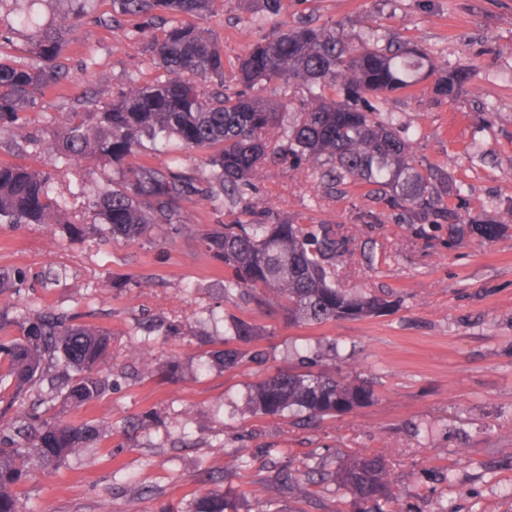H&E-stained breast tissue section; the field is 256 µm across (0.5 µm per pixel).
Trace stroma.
Returning <instances> with one entry per match:
<instances>
[{"label":"stroma","mask_w":512,"mask_h":512,"mask_svg":"<svg viewBox=\"0 0 512 512\" xmlns=\"http://www.w3.org/2000/svg\"><path fill=\"white\" fill-rule=\"evenodd\" d=\"M281 20L343 23L349 35L394 33L427 49L437 69L460 64L473 79L455 102L430 82L392 94L380 110L410 139L416 160L462 183L477 209L495 215L512 195V0H282ZM259 0H220L201 25L224 50V83L237 86L239 55L264 41L273 20L255 23ZM114 23L112 0H93L66 36L72 83L49 91L17 135H0V163L58 173L67 217H83L81 187L96 164L58 171L50 142L66 112L111 101L130 83L162 77L140 48L143 28ZM313 164L269 162L237 203H189L190 235L154 230L130 244L90 232L69 237L58 224L0 226V267L37 275L63 271L62 285L22 291L20 309L55 308L107 326L114 387L86 416L112 425V451L80 453L54 468L33 467L21 486V512H189L200 491L223 481L242 494L239 512H256L267 457L301 468L312 452L388 455L403 512H512V225L496 240L465 238L455 249L413 237L390 215L363 224L371 200L361 185L321 183ZM270 211L300 224H338L355 254L337 267L350 292L397 302L382 317L323 325L288 323L280 312L225 294L229 272L205 253L198 234L249 223ZM184 325L163 335L147 317ZM266 332L260 356L230 370L209 366L232 319ZM149 352L151 364L133 355ZM318 354V369L360 375L374 403L315 426L289 414L251 415L250 386ZM177 370H166L169 360Z\"/></svg>","instance_id":"stroma-1"}]
</instances>
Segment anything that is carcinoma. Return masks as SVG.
<instances>
[{"instance_id": "carcinoma-1", "label": "carcinoma", "mask_w": 512, "mask_h": 512, "mask_svg": "<svg viewBox=\"0 0 512 512\" xmlns=\"http://www.w3.org/2000/svg\"><path fill=\"white\" fill-rule=\"evenodd\" d=\"M214 0H112L119 16L152 11L175 19L161 35L142 43L167 72L164 80L134 83L92 112H70L51 149L68 169L95 160L109 171L105 183L81 190L87 221L63 220L57 177L27 166L0 164V225L63 224L72 237L103 231L127 243L150 238L166 224L192 233L185 203L195 197H239L255 186L266 163L286 156L294 167L312 162L321 182L372 187L383 209L408 224L414 237L452 248L465 230L490 242L504 225L472 213L447 173L418 168L406 139L379 111L380 97L433 78L432 92L454 101L472 79L470 70L435 71L429 55L406 39L357 42L334 25L301 22L277 29L238 60L240 89L224 91V54L213 38L182 15H207ZM67 19L32 37L30 61L0 54V133L12 132L38 107L48 90L72 80L64 44ZM271 82L306 89L293 112L288 104L258 94ZM175 138L188 150H206L211 179L201 185L180 166L137 161L145 143ZM204 251L224 263L228 289L269 304L294 324L358 320L389 313L391 301L353 295L336 284V262L351 254V239L334 224H297L267 213L250 224H219L200 234ZM30 281L22 267L0 268V296L18 297ZM213 363L231 369L258 353L241 349L263 336L238 320L225 331ZM112 358V331L81 316L46 308L21 312L0 303V512H19L18 488L30 478L25 463L57 467L93 448H108V426L77 415L112 391L104 367ZM366 380L341 371H280L252 385L248 411H286L308 420L334 418L373 403ZM307 485H333L378 512H399L386 460L379 454H346L326 469L309 461ZM258 512H283L281 503L298 478L277 469L263 482ZM240 493L212 488L199 493L192 512H238Z\"/></svg>"}]
</instances>
